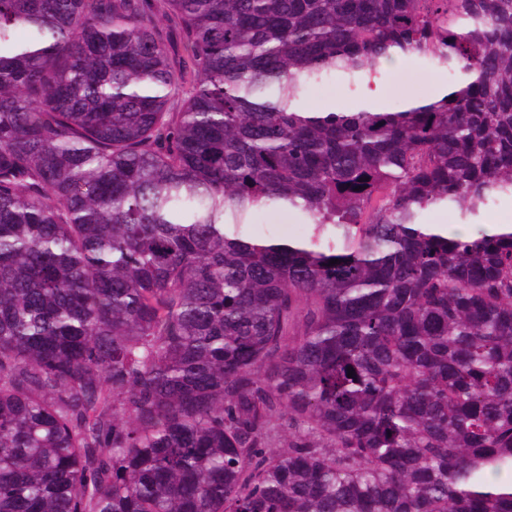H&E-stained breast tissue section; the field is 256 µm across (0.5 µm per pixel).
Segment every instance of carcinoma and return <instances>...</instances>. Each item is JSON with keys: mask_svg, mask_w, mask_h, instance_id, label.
Segmentation results:
<instances>
[{"mask_svg": "<svg viewBox=\"0 0 512 512\" xmlns=\"http://www.w3.org/2000/svg\"><path fill=\"white\" fill-rule=\"evenodd\" d=\"M148 2L0 0V512H512V0ZM453 78L454 76L448 75L447 68L429 56L403 58L383 67L369 84L364 83L357 88L350 86L347 80L332 76L323 83L311 87L306 94L305 102L309 108L321 111L325 103L334 98L325 110L335 111L338 108L336 100L352 106L357 98L368 97L376 90H382L387 93V104L398 107L404 104L405 96L422 97L430 84L435 82L447 84L449 87L452 83L448 82ZM448 87L435 86L434 94L430 98L433 101L442 98L448 94ZM369 100L385 107V101L380 93L371 96ZM421 224H480L473 230L487 224L512 225V196L501 195L491 202L477 216L462 218L457 211H448L446 207H432L423 212L419 218ZM303 221L286 211H267L246 219L248 230L257 236L294 239L304 234Z\"/></svg>", "mask_w": 512, "mask_h": 512, "instance_id": "carcinoma-1", "label": "carcinoma"}]
</instances>
